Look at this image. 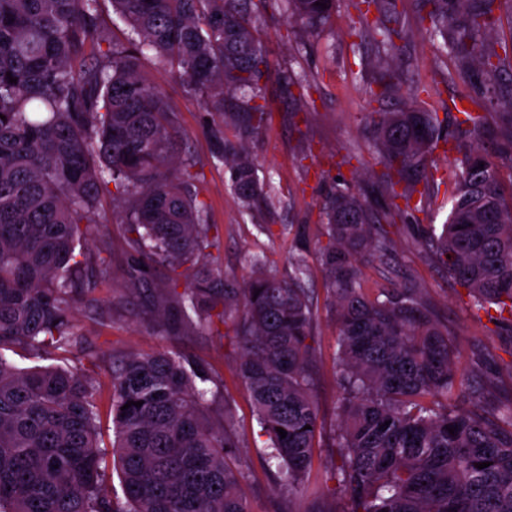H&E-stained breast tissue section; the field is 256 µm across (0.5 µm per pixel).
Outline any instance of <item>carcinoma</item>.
<instances>
[{"instance_id":"carcinoma-1","label":"carcinoma","mask_w":512,"mask_h":512,"mask_svg":"<svg viewBox=\"0 0 512 512\" xmlns=\"http://www.w3.org/2000/svg\"><path fill=\"white\" fill-rule=\"evenodd\" d=\"M265 2L111 0L132 32L120 42L101 35L99 0H0V512H249L238 491V441L211 425L206 391L180 358L133 354L113 366L108 447L101 445L95 386L82 370H21L12 362L19 349L65 361L80 343L75 291L91 287L80 281L88 265L80 245L103 223L108 193L130 234L133 287L150 292L168 333L216 319L233 324L238 375L269 459L288 488L304 485L323 430L313 396L307 252L291 256L286 277L261 256H248L255 275L241 286L191 274L213 246L196 191L200 173L189 151L177 156V114L140 70L150 54L200 96L218 116L210 129L214 157L230 165L240 206L275 207L243 142L268 122L257 99L271 76L289 91L304 85L286 70L273 71L255 36L256 9ZM282 2L288 25L308 30L327 24L335 6ZM415 2L430 36L443 40L461 69L487 95L508 99L501 118L512 132V83L501 80L512 70V45L501 55L485 40L512 0ZM360 3V40L394 49L405 37L397 0ZM372 10L380 18L369 20ZM401 83L386 69L369 95L379 102ZM234 91L248 96L226 100ZM366 122L391 203L375 205L338 183L321 207L328 242L318 253L339 325L337 490L347 512H512V406L497 413L478 406L477 389L452 360L448 331L401 274L382 227L402 217L395 198L411 199L420 183V196L435 191L427 163L439 144L456 152L448 221L420 244L466 289L469 310L488 315L497 306L494 321L511 335L512 192H504L484 147L441 136L438 113L417 101L399 112L374 110ZM228 124L240 142L224 138ZM367 255L401 277L373 299L360 279ZM150 262L167 270L160 293L145 270ZM452 391L461 401L449 406ZM129 401L142 405L121 410ZM482 462L490 466L475 467ZM110 465L121 498L103 485Z\"/></svg>"}]
</instances>
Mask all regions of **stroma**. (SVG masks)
I'll use <instances>...</instances> for the list:
<instances>
[{
	"instance_id": "stroma-1",
	"label": "stroma",
	"mask_w": 512,
	"mask_h": 512,
	"mask_svg": "<svg viewBox=\"0 0 512 512\" xmlns=\"http://www.w3.org/2000/svg\"><path fill=\"white\" fill-rule=\"evenodd\" d=\"M357 24L354 0H336L329 23L315 33L289 27L274 0L257 15V36L272 67L291 70L309 84L299 100L289 97L274 80L263 90L272 120L258 138L249 141L248 148L264 190L278 199L272 209L261 206L247 212L240 207L231 189L228 165L212 156L209 123L200 99L154 59H144L143 73L162 87L177 112L202 174L197 184L199 197L208 207L210 235L217 245L199 262L198 271L218 272L241 284L253 275L246 256L257 253L264 256L268 268L288 274V259L296 247L325 241L320 206L335 183L345 184L359 195L377 191L383 167L374 152L365 114L371 109L368 91L376 87L383 67L403 72L407 78L401 91L387 98L384 111L404 109L412 89L417 88L424 108L447 111L448 134L459 136L460 115L450 103L462 96L482 98V88L458 79L456 58L441 40L429 38L415 6L406 7L401 52L381 63L373 46L359 44L353 33ZM432 159L440 187L437 197L423 209L412 203L405 206L401 223L388 226L387 232L402 271L421 289L440 324L447 327L458 371L486 388L481 405L490 410L512 403V380L499 375L512 363V337L495 322L471 313L466 290L418 243V227L438 230L448 218L446 188L454 179L456 155L438 150ZM104 210V223L97 225L84 243L96 286L90 296L80 297V307L74 312L83 343L69 360L94 381L104 444L113 440V365L132 354L173 352L187 369L203 372L201 386L207 391L212 425L230 429L238 440L237 463L245 474L242 493L250 512H307L316 491L325 493L328 507L345 512L346 498L329 494L334 486L331 475L340 461L336 446L338 345L336 306L325 287L319 255H308V286L313 290L315 312L318 375L314 394L324 430L305 488L291 490L268 459L267 441L259 432L249 394L238 376L241 350L232 339V325L218 323L164 334L146 292L131 286L126 227L113 216L112 205H105ZM265 224L280 228V235L268 237L261 230ZM90 302L98 309L93 320L84 311Z\"/></svg>"
}]
</instances>
